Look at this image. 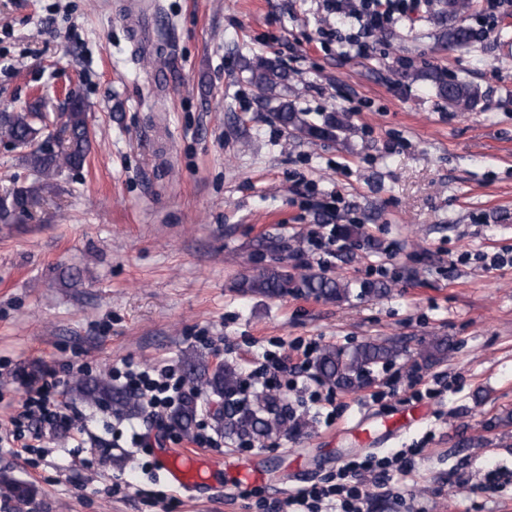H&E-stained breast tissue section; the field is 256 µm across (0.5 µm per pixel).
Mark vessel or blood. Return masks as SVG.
<instances>
[{
	"instance_id": "b4317fda",
	"label": "vessel or blood",
	"mask_w": 512,
	"mask_h": 512,
	"mask_svg": "<svg viewBox=\"0 0 512 512\" xmlns=\"http://www.w3.org/2000/svg\"><path fill=\"white\" fill-rule=\"evenodd\" d=\"M156 468L172 486L188 491L204 486L213 488L220 482L227 486H250L262 479V473L256 466L224 468L187 451L172 450L160 454L156 459Z\"/></svg>"
}]
</instances>
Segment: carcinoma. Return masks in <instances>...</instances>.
<instances>
[{
  "label": "carcinoma",
  "mask_w": 512,
  "mask_h": 512,
  "mask_svg": "<svg viewBox=\"0 0 512 512\" xmlns=\"http://www.w3.org/2000/svg\"><path fill=\"white\" fill-rule=\"evenodd\" d=\"M471 0H434L433 16L440 25L439 38L450 47H464L472 39V32L466 26L457 24L452 18L469 10ZM251 82L264 95L272 94L276 86L287 80L288 74L270 60L260 58L248 64ZM436 88L437 95L448 103V107L472 110L479 104L483 94L478 87L457 78H448L438 71L420 74ZM279 122L286 128L303 132L312 137H329L342 129L337 121H328L323 127L309 123L306 113L298 112L283 103L276 109ZM39 125L32 120V112H0V137L16 144H27L35 136ZM61 142L59 153H48L32 149L23 154L28 168L36 175L34 182L15 190L13 206L0 209V221L19 222L29 217L27 204L37 200L44 190H53L51 179L63 169H80L84 166L90 151V132L87 123V109L84 101L69 105L63 113L57 131ZM237 287L244 293H259L279 297L290 291L313 295L327 301L340 302L348 297V285L335 279L317 275L295 276L285 266H261L252 274L243 276ZM448 342L435 339L418 353V358L427 364L444 358ZM402 354V348L395 342L383 340L366 342L351 349L341 347L324 348L316 362L319 377L332 386L354 391L365 386L372 374L379 368L392 364ZM184 381L196 390V395L181 399L171 413V419L183 432H190L196 425L198 412L197 398L205 396L224 399V413L212 415L217 432L231 442H257L279 432L286 420L270 416L275 392H256L252 399L242 401L239 395L245 392L242 375L232 365L224 364L215 368L199 355L189 354L184 360ZM75 394L89 403L102 405L117 416L131 418L142 411V404L132 393L112 386L105 377L82 378L75 383Z\"/></svg>",
  "instance_id": "obj_1"
}]
</instances>
